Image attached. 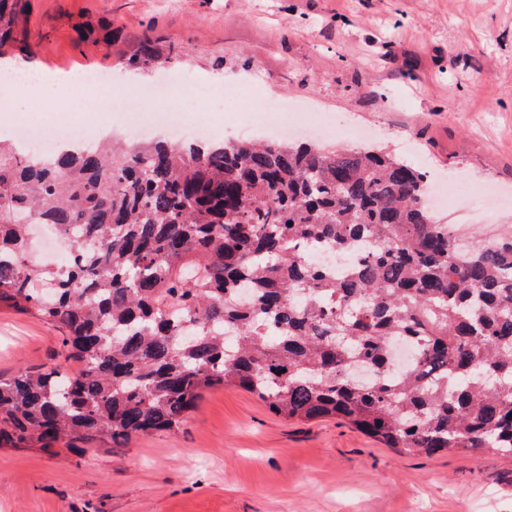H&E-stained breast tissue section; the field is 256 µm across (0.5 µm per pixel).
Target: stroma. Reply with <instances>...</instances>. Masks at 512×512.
Returning a JSON list of instances; mask_svg holds the SVG:
<instances>
[{"label": "stroma", "instance_id": "35a3bbf8", "mask_svg": "<svg viewBox=\"0 0 512 512\" xmlns=\"http://www.w3.org/2000/svg\"><path fill=\"white\" fill-rule=\"evenodd\" d=\"M26 68L132 76L144 36L184 45L164 71L241 86L183 120L234 140L254 95L329 115L327 144L363 128L471 194L512 192V0H28ZM135 77V76H132ZM144 84L146 76L135 77ZM109 131L104 101L38 114ZM56 327L0 307V375L66 365ZM0 512H512V456L408 455L345 421L296 422L251 393L206 392L185 425L49 455L0 447Z\"/></svg>", "mask_w": 512, "mask_h": 512}]
</instances>
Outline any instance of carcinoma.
<instances>
[{
    "label": "carcinoma",
    "instance_id": "1",
    "mask_svg": "<svg viewBox=\"0 0 512 512\" xmlns=\"http://www.w3.org/2000/svg\"><path fill=\"white\" fill-rule=\"evenodd\" d=\"M26 12L0 0V55H27ZM185 55L147 35L127 64ZM428 190L370 145L104 141L41 161L0 139V307L55 325L76 363L0 376V447L177 431L232 385L388 448L511 456L512 234L461 249ZM29 214L69 238L63 265L31 261ZM359 241L342 277L306 254Z\"/></svg>",
    "mask_w": 512,
    "mask_h": 512
}]
</instances>
